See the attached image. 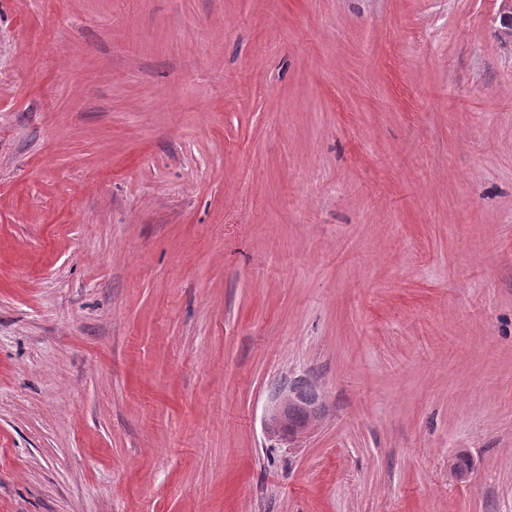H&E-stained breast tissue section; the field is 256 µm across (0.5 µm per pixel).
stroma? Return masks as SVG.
Segmentation results:
<instances>
[{
    "instance_id": "stroma-1",
    "label": "stroma",
    "mask_w": 512,
    "mask_h": 512,
    "mask_svg": "<svg viewBox=\"0 0 512 512\" xmlns=\"http://www.w3.org/2000/svg\"><path fill=\"white\" fill-rule=\"evenodd\" d=\"M500 8L0 0V512H512ZM293 407H300L305 410L311 420L319 414V404L316 395L314 398L300 397L297 387L287 391L279 392L275 399L267 421V429L272 434L279 433L281 426L288 424V414ZM303 413L294 415L288 424V435L293 440L302 433L308 425L309 419Z\"/></svg>"
}]
</instances>
